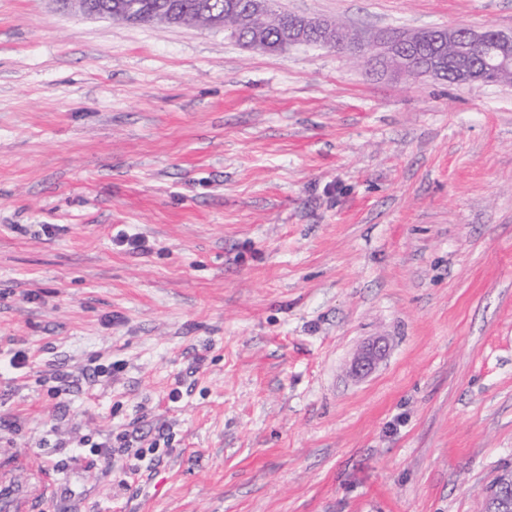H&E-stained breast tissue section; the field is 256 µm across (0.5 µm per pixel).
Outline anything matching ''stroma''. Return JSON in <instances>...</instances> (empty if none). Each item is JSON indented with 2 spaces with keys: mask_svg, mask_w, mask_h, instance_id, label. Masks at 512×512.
<instances>
[{
  "mask_svg": "<svg viewBox=\"0 0 512 512\" xmlns=\"http://www.w3.org/2000/svg\"><path fill=\"white\" fill-rule=\"evenodd\" d=\"M277 7L512 29V0ZM18 351L0 490L27 512H482L512 469V82L0 0V359ZM107 436L131 442L129 490L90 449ZM387 345L382 339H376L364 346L354 357L351 372L356 377L371 373L376 365L384 358Z\"/></svg>",
  "mask_w": 512,
  "mask_h": 512,
  "instance_id": "35a3bbf8",
  "label": "stroma"
}]
</instances>
